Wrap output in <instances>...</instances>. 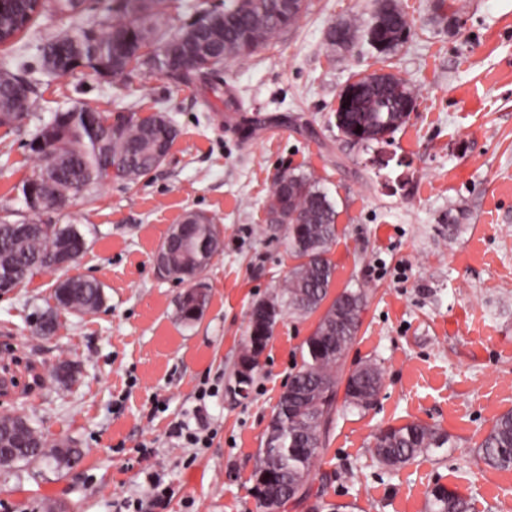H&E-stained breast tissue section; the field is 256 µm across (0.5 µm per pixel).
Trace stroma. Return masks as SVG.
Returning <instances> with one entry per match:
<instances>
[{
    "instance_id": "obj_1",
    "label": "stroma",
    "mask_w": 512,
    "mask_h": 512,
    "mask_svg": "<svg viewBox=\"0 0 512 512\" xmlns=\"http://www.w3.org/2000/svg\"><path fill=\"white\" fill-rule=\"evenodd\" d=\"M371 0H307L297 27L218 76L235 104L202 86L135 73L113 83L74 72H34L36 115L0 129V214L23 223L21 184L33 162L36 121L86 104L119 117L167 113L180 134L165 161L137 182L115 180L92 200H72L44 221L79 225L88 240L78 273L99 280L97 311L65 314L54 335L32 333L53 304L57 273L34 274L0 294V366L19 380L0 414L32 416L52 438L84 451L74 468L0 470V512H258L252 472L280 394L301 362L317 315L284 316L246 393L236 364L251 305L281 288L295 260L284 227L264 203L284 171L312 175L337 211L329 257L336 290L367 294L344 368L374 360L384 372L366 411L338 408L307 483L352 512H425L443 485L474 512H512V471L478 463L476 451L512 411V0H397L412 34L394 55L333 52L328 26L366 18ZM385 72L415 88L416 108L386 144L364 149L333 122L342 89ZM265 117L250 138L237 113ZM191 211L224 238L203 274L210 300L191 325L177 315L183 284L161 277L153 257ZM79 367L61 388L48 374ZM206 417L208 447L176 432ZM420 421L447 432V447L386 468L371 437ZM170 487L154 507L147 474Z\"/></svg>"
}]
</instances>
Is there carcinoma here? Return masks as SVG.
<instances>
[{"mask_svg":"<svg viewBox=\"0 0 512 512\" xmlns=\"http://www.w3.org/2000/svg\"><path fill=\"white\" fill-rule=\"evenodd\" d=\"M170 0H113L99 15L76 11L74 0H43L36 6L26 0H3L0 4V45L13 42L28 31L35 17L51 11L69 20L67 29L38 46L44 72L72 73L78 69L97 76L123 81L127 67L166 75L185 85L206 82L224 62L249 56L271 40L295 27L302 17L305 0H224L222 9H204L197 18L173 29L167 11ZM364 32L365 42L380 53H396L407 43L410 24L396 0H373L369 19L359 24L339 19L326 33L330 50L343 47L341 32L353 38ZM154 48L147 54L145 49ZM32 71L26 60H0V128L13 130L18 122L13 97L15 86ZM412 85L391 73L365 75L344 89L334 112L338 132L346 139L370 148L387 143L414 108ZM178 129L163 112L141 116L130 112L112 127L94 123L90 111L73 106L54 113L49 122L36 127L29 150L35 159L32 175L22 182V193L35 201L27 205L25 224L0 219V280L10 279L17 287L37 272L51 271V259L64 249L73 261L86 251L88 241L75 224H45L42 200L60 210L76 192L89 197L112 178L135 182L156 169L163 159L157 155L161 142H172ZM44 139L52 156L35 146ZM267 220L288 226V245L297 264L284 287L254 303L249 315L240 361L254 358L266 348L273 328L285 313L306 316L322 310L318 323L302 346V364L291 376L288 387L299 396L292 411L289 396L281 394L272 422L278 424L275 442L264 441L258 450L252 474L257 506L270 512L269 501L283 499L307 484L316 459L324 448L323 430L336 412L340 387H345L344 404L359 411L370 409L382 385L379 364L368 360L343 375L346 353L356 339L361 313L367 299L364 291L346 289L332 295L336 267L328 258L336 240L335 205L306 173L283 172L275 180L265 203ZM222 245L221 231L201 212H189L174 226L161 249H169L170 275L180 281L193 279L207 269ZM54 306L38 319L33 332L51 336L59 328L62 313L84 315L97 311L104 302L101 282L73 275L54 289ZM209 295L187 290L177 308L186 325L196 322L208 305ZM74 361L57 363L50 379L67 387L77 378ZM449 443L438 428L410 422L387 426L374 436V451L385 466L406 464L434 448ZM83 457V450L66 439L50 440L25 415L0 414V468L18 463L47 462L70 469ZM478 460L496 470H512V412L499 416L478 447ZM471 504L442 485L428 493L426 512H469Z\"/></svg>","mask_w":512,"mask_h":512,"instance_id":"cac0c4a2","label":"carcinoma"}]
</instances>
